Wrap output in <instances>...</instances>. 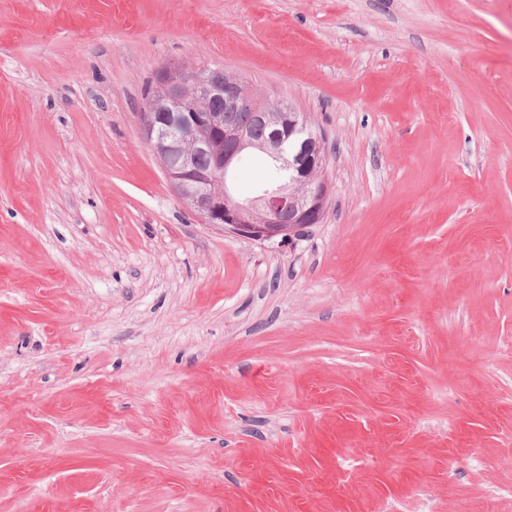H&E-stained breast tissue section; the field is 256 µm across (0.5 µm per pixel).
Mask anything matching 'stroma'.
<instances>
[{"instance_id": "35a3bbf8", "label": "stroma", "mask_w": 512, "mask_h": 512, "mask_svg": "<svg viewBox=\"0 0 512 512\" xmlns=\"http://www.w3.org/2000/svg\"><path fill=\"white\" fill-rule=\"evenodd\" d=\"M167 64L303 114L322 223L180 204ZM0 512H512V0H0Z\"/></svg>"}]
</instances>
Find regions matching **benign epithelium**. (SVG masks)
I'll return each instance as SVG.
<instances>
[{"instance_id": "1", "label": "benign epithelium", "mask_w": 512, "mask_h": 512, "mask_svg": "<svg viewBox=\"0 0 512 512\" xmlns=\"http://www.w3.org/2000/svg\"><path fill=\"white\" fill-rule=\"evenodd\" d=\"M213 98L224 100V111L204 107L203 101ZM233 111L253 113L270 128L267 138L256 143L246 129L224 124V113ZM139 122L178 200L205 223L270 244L290 242L305 227L322 223L328 196V185L319 178L326 165L322 137L289 106L264 110L234 74L181 64L167 67ZM248 148L270 156L288 176L239 199L230 176ZM203 152L213 159L206 172L194 165Z\"/></svg>"}]
</instances>
